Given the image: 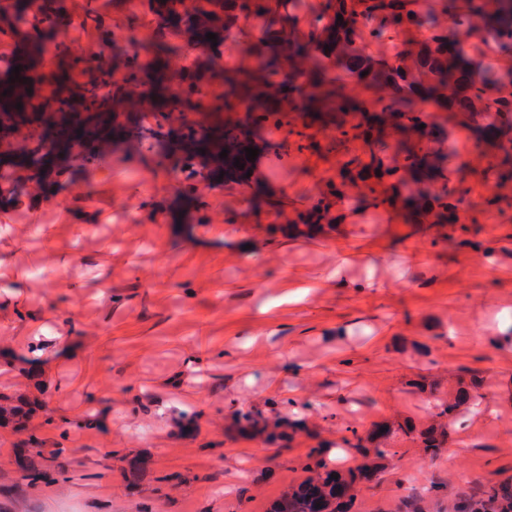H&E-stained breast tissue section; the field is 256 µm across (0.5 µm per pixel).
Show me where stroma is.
<instances>
[{
	"label": "stroma",
	"mask_w": 512,
	"mask_h": 512,
	"mask_svg": "<svg viewBox=\"0 0 512 512\" xmlns=\"http://www.w3.org/2000/svg\"><path fill=\"white\" fill-rule=\"evenodd\" d=\"M71 13L90 33L81 52L102 47L96 19L115 34L131 25L121 0H71ZM254 136L255 208L218 180L216 159L209 190L180 196L161 159L182 152L190 129L150 145L127 124L100 146L112 179L83 162L0 209V405L46 408L28 429L0 427V512H267L303 479L309 449L357 466L338 443L380 423L394 435L356 491L358 512H406L407 479L424 487L422 512H455L461 493L512 481V345L497 341L512 330V258L483 256L512 250V192L488 223L487 188L454 159L452 182L471 189L467 226L407 224L389 209L287 237L270 231L269 211L287 223L319 197L316 176L274 172L266 128ZM130 167L155 190L136 192ZM125 197L135 223H104ZM10 356L37 358L44 378ZM473 380L481 404L429 456L405 426L430 425L431 399ZM292 400L307 429L288 447L230 428L240 411L288 415ZM438 482L448 489L432 494Z\"/></svg>",
	"instance_id": "1"
}]
</instances>
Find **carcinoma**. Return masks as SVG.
Instances as JSON below:
<instances>
[{"instance_id": "obj_1", "label": "carcinoma", "mask_w": 512, "mask_h": 512, "mask_svg": "<svg viewBox=\"0 0 512 512\" xmlns=\"http://www.w3.org/2000/svg\"><path fill=\"white\" fill-rule=\"evenodd\" d=\"M182 0H159L155 15L172 22V27L158 36L156 51H167V37L179 33L189 45L207 42L206 34L237 31L247 41V66L224 72V93L204 115L195 132V146L228 150L224 158V176L241 186L245 202L250 192L242 180L243 171L234 165L247 162L245 149L252 147V130L258 126L254 115H262V123L288 119V135L296 136V150L319 148L318 130L324 127L339 133L334 139L339 164L336 181L330 184L321 200L296 210L291 229L304 226L313 231L320 224H340L350 203L367 208H394L403 190L414 186L410 222L420 224H459L467 202L468 190L462 184L449 185L446 174L448 155L433 149L429 138L443 140L448 133L417 110L419 99H429L437 111L452 114L457 123L468 127L477 143L492 151V158L480 167L485 184L494 189L512 184V66L500 65L512 60V0H437L435 17L431 18L414 4V0H321L316 19L303 26L295 11L285 9L284 0H220L216 9L199 8L184 13L176 8ZM260 12L268 22L258 34L248 30L252 14ZM483 15L479 35L492 48L499 50L497 62L476 58L459 50L458 45L471 33V15ZM343 20H337V15ZM371 22L368 33L381 36L386 31L399 35L430 25L427 41L402 43L400 54L384 64L357 51V20ZM28 0H9L0 6V33L29 35L27 54L23 55L19 75L4 67L15 82L0 81V112L10 117L11 128L57 115L61 123H71L83 115L97 131L112 130L123 122H141L150 135L167 129L169 101L183 111L198 110L197 95L201 80L198 75L183 71L169 73L162 62L149 72L134 66V60L121 50L97 51L81 56L85 82L74 89L69 82V66L62 61L51 78L55 93L39 100L30 89L43 84L46 78L39 68V57L45 45L53 40L54 27L34 29ZM352 75L358 84L371 93L366 101L353 95L336 79V70ZM122 71L126 82L110 87L107 76ZM151 77L149 95L153 116L140 115L120 120L118 111L99 110L104 99L115 102L123 97L139 95L145 77ZM22 109H17L16 104ZM424 128H419V125ZM399 138L402 156L389 163L385 142ZM365 143L367 158L347 151L348 140ZM57 142L53 126L46 125L38 136V146L23 162L10 159L14 153L11 142L0 140V207L14 202L17 187L37 184L46 188L47 160L54 154ZM359 191L354 200L349 192ZM479 394L463 391L451 402L434 400L435 416L455 415L461 407L477 403ZM39 409V402L22 400L18 405L0 412V425H17ZM299 423L278 422L269 432L271 444L285 442L288 429ZM236 427L243 434L263 428L249 413H242ZM422 448L429 455L442 445V434L428 429L418 434ZM371 435L352 433L344 439L346 447L363 458H381L387 449L372 447ZM302 470L309 473L296 489L277 499L269 512H287L282 505L295 499L299 507L292 512H352L356 483L367 474V468L343 470L332 467L324 457V448L309 450ZM318 497L321 510L312 506ZM460 512H512V492L498 485L478 489L461 504Z\"/></svg>"}]
</instances>
